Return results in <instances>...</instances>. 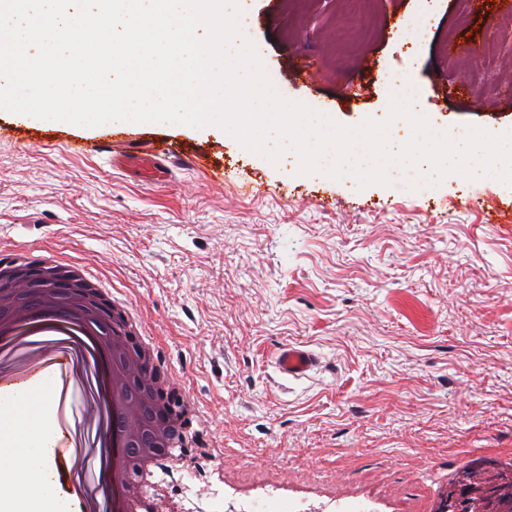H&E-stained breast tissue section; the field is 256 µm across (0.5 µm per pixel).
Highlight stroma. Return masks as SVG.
Returning <instances> with one entry per match:
<instances>
[{
    "label": "stroma",
    "mask_w": 512,
    "mask_h": 512,
    "mask_svg": "<svg viewBox=\"0 0 512 512\" xmlns=\"http://www.w3.org/2000/svg\"><path fill=\"white\" fill-rule=\"evenodd\" d=\"M252 0L250 41L285 98L356 127L386 117L377 76L400 68L447 129H512V0ZM458 59L490 49L497 95ZM52 145L0 110V250L76 262L141 315L198 425L223 451L225 508L274 491L273 512H428L449 473L512 453V188L443 181L409 190L288 171L219 128L128 124L223 171L149 184L76 153L108 126L48 122ZM309 377L273 367L284 344ZM276 371L285 379L306 378L318 365L317 355L301 346L283 345L274 354Z\"/></svg>",
    "instance_id": "35a3bbf8"
}]
</instances>
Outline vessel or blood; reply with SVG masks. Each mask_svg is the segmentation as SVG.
I'll return each instance as SVG.
<instances>
[{
	"instance_id": "1",
	"label": "vessel or blood",
	"mask_w": 512,
	"mask_h": 512,
	"mask_svg": "<svg viewBox=\"0 0 512 512\" xmlns=\"http://www.w3.org/2000/svg\"><path fill=\"white\" fill-rule=\"evenodd\" d=\"M97 150L108 154L115 166L140 169L146 180L154 184L166 181L168 162L179 156L178 151L165 140L154 139L137 145L122 130L109 133L106 142L98 145ZM317 364V355L301 346L287 344L279 347L274 354L277 372L288 380L306 378Z\"/></svg>"
}]
</instances>
